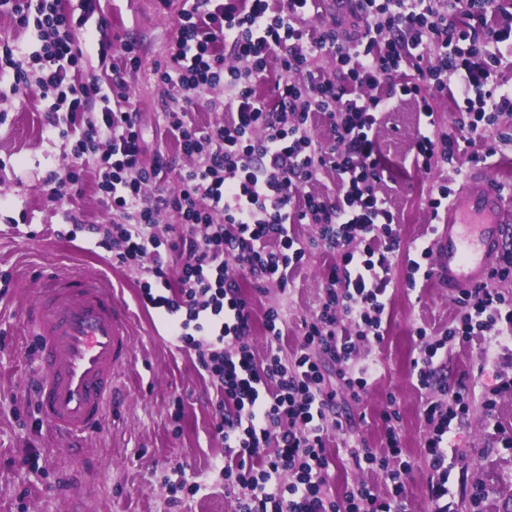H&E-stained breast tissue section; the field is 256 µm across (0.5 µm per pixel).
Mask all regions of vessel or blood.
Returning a JSON list of instances; mask_svg holds the SVG:
<instances>
[{
	"mask_svg": "<svg viewBox=\"0 0 512 512\" xmlns=\"http://www.w3.org/2000/svg\"><path fill=\"white\" fill-rule=\"evenodd\" d=\"M512 238V196L481 170L470 173L430 244L433 272L457 294L488 281ZM39 342L35 372L44 425L74 444L98 433L119 395L118 377L132 355L130 316L101 275L53 270L26 309Z\"/></svg>",
	"mask_w": 512,
	"mask_h": 512,
	"instance_id": "vessel-or-blood-1",
	"label": "vessel or blood"
}]
</instances>
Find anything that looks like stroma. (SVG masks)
<instances>
[{"label":"stroma","instance_id":"obj_1","mask_svg":"<svg viewBox=\"0 0 512 512\" xmlns=\"http://www.w3.org/2000/svg\"><path fill=\"white\" fill-rule=\"evenodd\" d=\"M180 6L181 0H172L166 8L158 0L102 4L113 32L143 46L140 64L127 73L126 83L140 118L144 160L149 165L159 157L170 162L163 187L171 195L179 191L177 170L186 160L164 132L166 100L154 70L165 61ZM44 107L35 87L20 97L0 96V512H70L75 495L85 512H235L234 495L225 492L222 477L211 469L213 460L224 454L212 436L214 387L198 373L193 354L170 343L157 311L141 306L139 272L113 265L87 233L68 236L67 206L83 209L94 224L109 223L111 212L100 203L88 178L71 204L48 198L44 177L69 168L72 158L69 143L45 131ZM424 123L415 102L402 97L392 101L375 131L378 148L394 173L380 191L400 228L402 253L392 271L385 338L373 352L380 363L378 382L361 402L340 396L334 407L336 419L376 448L381 440L379 413L387 395L395 396L403 452L412 464L405 512H432L422 448L425 393L413 373L414 331L423 324L443 329L459 313L437 280L419 281L413 290L406 285L404 251L430 231L426 198L444 178L439 166L424 172L412 163L415 135ZM331 260L322 247H311L290 295L283 297L288 335L281 345L282 358H289L298 343L302 319L314 312ZM53 265L106 274L131 315L133 351L119 378L128 400L109 412L80 457L60 450L55 434L38 426L30 388L34 361L27 351L34 338L24 326L21 303L35 296L39 274ZM500 373L512 378V361L485 362L475 342L449 346L448 387L465 392L470 402L466 422L449 435L459 454L450 478L454 512H512V447L503 446L494 435L495 426L512 429V389L498 395L493 415L484 409L485 395ZM177 400L183 403V417L175 424L170 414ZM33 449L41 453L36 471L24 463ZM180 468L199 484L195 495H173L169 480ZM480 488L486 497L478 505L473 496Z\"/></svg>","mask_w":512,"mask_h":512}]
</instances>
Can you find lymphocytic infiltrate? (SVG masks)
<instances>
[{
    "label": "lymphocytic infiltrate",
    "instance_id": "f902f5d3",
    "mask_svg": "<svg viewBox=\"0 0 512 512\" xmlns=\"http://www.w3.org/2000/svg\"><path fill=\"white\" fill-rule=\"evenodd\" d=\"M348 19L317 25L316 0H183L167 59L155 70L167 100L163 123L179 151L192 161L181 189L161 187L167 163L146 165L137 113L129 105L125 74L137 68V42L118 40L106 20L96 26L98 68L74 78L85 41L80 32L100 10L81 0L68 14L61 0H0V16L35 26L38 50L0 47V79L11 93L38 86L44 127L72 138L75 159L93 155V186L113 213L108 224H90L67 210L75 229L89 233L113 264L145 270V307L159 310L170 335L194 351L195 366L217 391L212 430L230 455L219 471L228 491L240 490L236 512H399L412 471L403 458L395 398L380 413V448L344 431L329 413L337 389L362 400L378 378L377 362L362 347L384 340V315L400 234L379 187L391 168L372 131L399 96L412 98L424 116L432 102L449 98L456 117L448 132H417L413 164H439L461 175L465 148L512 112V88L500 78L503 45H512V10L504 0H347ZM331 71L313 68L319 56ZM274 80L273 100L258 89ZM100 111L89 112L93 100ZM200 105L224 120L198 125ZM76 120L78 136L59 127V111ZM328 121L322 141L314 115ZM337 177L339 197L299 195L303 185ZM173 211L179 225L160 226ZM309 224L318 243L335 254L324 273L316 309L302 322L301 340L282 359L279 306L256 314L240 281L259 294L286 291L304 263L307 247L290 234ZM460 320L434 333L420 326L413 371L429 396L422 408L431 469L427 491L435 512L448 503V435L469 411L468 397L449 391L444 356L449 343L479 341L483 354L512 339V299L482 285L461 292ZM263 322L272 343L256 358L251 336ZM334 365L338 388L323 370ZM341 432L349 466L382 474L380 494L361 482L332 493L329 429Z\"/></svg>",
    "mask_w": 512,
    "mask_h": 512
}]
</instances>
